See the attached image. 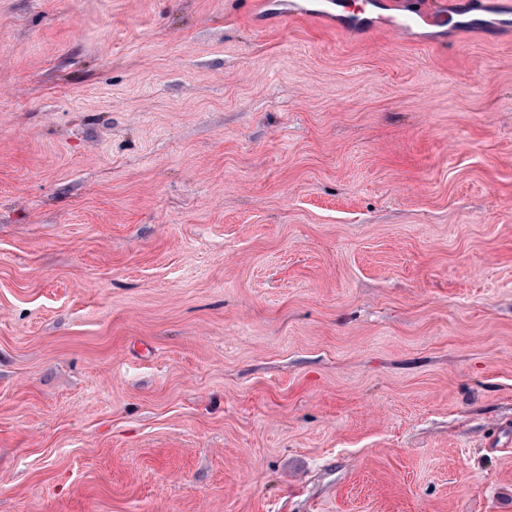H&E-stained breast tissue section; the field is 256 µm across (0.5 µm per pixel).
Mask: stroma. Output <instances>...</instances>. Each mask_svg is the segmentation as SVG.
<instances>
[{
    "instance_id": "obj_1",
    "label": "stroma",
    "mask_w": 512,
    "mask_h": 512,
    "mask_svg": "<svg viewBox=\"0 0 512 512\" xmlns=\"http://www.w3.org/2000/svg\"><path fill=\"white\" fill-rule=\"evenodd\" d=\"M0 0V512H512L500 0Z\"/></svg>"
}]
</instances>
